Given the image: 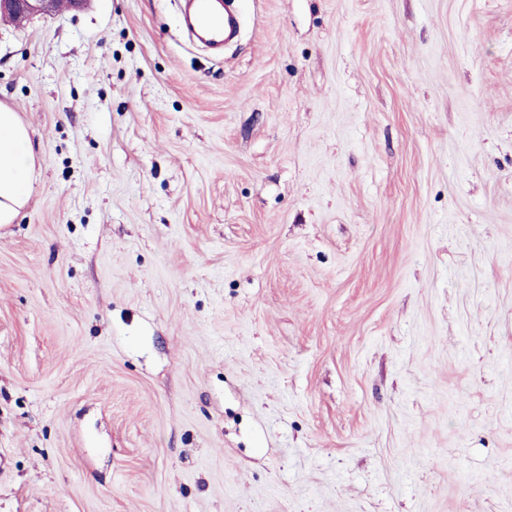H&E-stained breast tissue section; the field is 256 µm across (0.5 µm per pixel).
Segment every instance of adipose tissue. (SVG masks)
I'll return each mask as SVG.
<instances>
[{
  "label": "adipose tissue",
  "instance_id": "1",
  "mask_svg": "<svg viewBox=\"0 0 512 512\" xmlns=\"http://www.w3.org/2000/svg\"><path fill=\"white\" fill-rule=\"evenodd\" d=\"M37 158L27 126L12 107L0 104V224L12 223L24 207Z\"/></svg>",
  "mask_w": 512,
  "mask_h": 512
}]
</instances>
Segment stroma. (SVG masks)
I'll list each match as a JSON object with an SVG mask.
<instances>
[{
  "label": "stroma",
  "instance_id": "35a3bbf8",
  "mask_svg": "<svg viewBox=\"0 0 512 512\" xmlns=\"http://www.w3.org/2000/svg\"><path fill=\"white\" fill-rule=\"evenodd\" d=\"M0 17V512H512V0ZM184 24L198 41L219 49L237 34V22L223 0H188ZM37 158L19 113L0 104V226L12 224L29 198Z\"/></svg>",
  "mask_w": 512,
  "mask_h": 512
}]
</instances>
